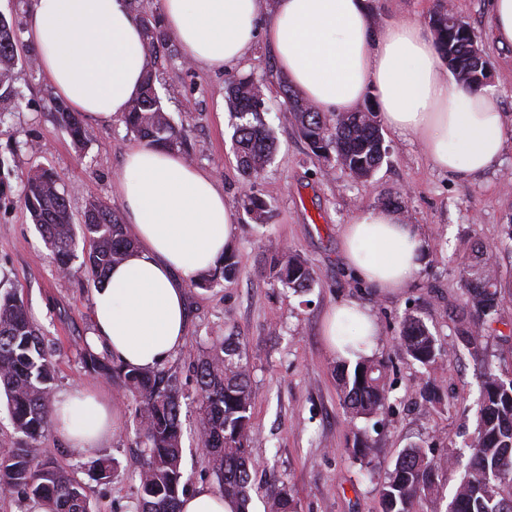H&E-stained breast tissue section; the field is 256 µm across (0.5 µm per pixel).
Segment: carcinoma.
<instances>
[{
    "instance_id": "cac0c4a2",
    "label": "carcinoma",
    "mask_w": 512,
    "mask_h": 512,
    "mask_svg": "<svg viewBox=\"0 0 512 512\" xmlns=\"http://www.w3.org/2000/svg\"><path fill=\"white\" fill-rule=\"evenodd\" d=\"M145 44V80L141 93L129 105L123 122L128 132L149 146L185 154L190 149L184 134L173 125L156 89V82L177 58L170 35L161 23L135 13ZM441 60L457 84L466 90L481 87L489 62L467 22L444 11L431 17ZM13 23L0 15V116L15 111L19 94L10 84L16 65ZM283 106L301 137L318 158L341 162L350 175L368 181L387 154L378 113L372 101L363 112L319 111L281 85ZM226 104L237 119L233 149L237 166L247 180L257 177L270 161L276 143L264 116V90L252 74L233 76L226 85ZM50 115L65 128L73 144L82 148L91 132L80 114L58 98L50 99ZM20 197L59 268L84 273L100 283L112 266L125 259L133 246L126 224L112 206L91 199L82 224L89 250L76 253V235L69 193L57 172L37 167L21 182ZM242 207L257 225L267 223L270 206L254 192L244 193ZM494 248L481 243L476 262L460 270L465 305L483 317L497 314L502 300L495 270ZM273 277L296 292L309 291L316 280L309 262L296 252L284 251L271 265ZM236 273L234 255L203 275L193 286L209 288ZM406 353L427 368L449 357L424 320L407 314L397 336ZM83 360L96 375L120 380L122 392L136 403L137 438L143 446L138 472L140 512H179V495L188 478L181 468V391L177 377L160 369H127L107 353L85 346ZM387 362L360 358L338 371L343 408L354 419L380 417L388 407L391 386ZM196 409L201 447L217 478V492L237 503V512H250L252 472L250 454L253 391L248 361L240 344L230 336L211 339L194 368ZM54 364L23 299L15 291L0 294V397L6 401L17 440L0 447V490H17L52 504L51 512H93L83 485L51 458L41 459L39 442L53 429ZM468 453L453 452L435 460L424 448L403 450L393 469L379 484L383 512H413L414 502L436 491L439 471L455 469L460 480L445 512H512V371L487 367L478 397L477 434ZM373 452L371 440L359 432L354 455L365 461ZM269 512H293L294 502L282 488L268 501Z\"/></svg>"
}]
</instances>
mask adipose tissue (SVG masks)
Wrapping results in <instances>:
<instances>
[{
	"label": "adipose tissue",
	"mask_w": 512,
	"mask_h": 512,
	"mask_svg": "<svg viewBox=\"0 0 512 512\" xmlns=\"http://www.w3.org/2000/svg\"><path fill=\"white\" fill-rule=\"evenodd\" d=\"M160 9L190 63L230 68L261 39L282 79L321 111L350 112L373 94L385 124L416 137L439 171L484 173L512 142L495 89L450 83L431 33L409 20L375 29L370 0H160ZM28 37L55 95L87 119L120 118L142 89L144 35L129 0H35ZM114 193L134 248L93 292L89 342L118 363L152 369L184 347L185 291L221 264L236 224L216 178L171 149L131 144ZM341 243L346 266L380 295L406 288L425 250L401 211L382 206L361 208ZM376 333L358 302L326 316L338 358L371 354ZM53 419L79 456L94 455L117 427L85 385L56 396Z\"/></svg>",
	"instance_id": "ef3b65f1"
}]
</instances>
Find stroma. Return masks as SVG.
<instances>
[{"label":"stroma","instance_id":"obj_1","mask_svg":"<svg viewBox=\"0 0 512 512\" xmlns=\"http://www.w3.org/2000/svg\"><path fill=\"white\" fill-rule=\"evenodd\" d=\"M440 0H372L376 26L411 20L429 26ZM471 27L493 74V86L512 128V46L490 35V0H450ZM33 0H0V13L17 22L20 62L14 85L20 109L0 122V292L17 291L46 344L54 351L55 392L77 383L103 390L120 418L102 454L114 459L112 478L99 479L93 457L77 456L54 435L39 444L85 486L95 512H137L136 473L142 462L135 406L117 382L88 372L83 349L92 330L93 285L83 275L57 274L41 234L20 201L21 181L37 166L54 168L70 190L74 224H82L89 199L112 207L120 201L112 186L122 174L123 153L133 137L122 121L93 122L92 139L76 150L65 130L48 115L52 88L30 66L36 52L26 39ZM255 73L264 85L265 120L277 151L266 170L245 182L232 149L233 119L225 100L229 77ZM173 124L192 146V164L215 174L232 208L237 234L234 278L211 288L187 290L186 344L166 364L182 390V465L190 486H216L201 450L195 408L193 366L209 336H233L246 350L254 392L251 456L256 465L253 512H266L269 496L288 489L297 512H381L378 485L410 445L443 457L464 449L477 426L474 400L486 365L512 362V341L487 337L479 353L460 349L456 358L425 369L409 358L396 336L406 314H415L445 343L456 339V314L463 299L459 270L469 246L479 239L500 244L498 279L502 304L495 327L512 331V145L484 174L461 178L432 167L420 142L384 130L388 153L372 181L353 180L340 166L314 156L297 127L284 119L280 81L264 43L236 65L208 70L174 63L158 83ZM411 187L404 200L409 223L426 243V254L410 284L378 295L359 282L341 258V230L380 191ZM270 205L265 226L240 206L245 188ZM299 253L313 266L316 284L304 295L273 281L272 258ZM354 300L375 315L379 339L374 354L386 359L394 385L391 408L373 420L351 419L343 409L338 362L321 335L329 307ZM366 431L375 444L368 463L352 455L355 435Z\"/></svg>","mask_w":512,"mask_h":512}]
</instances>
